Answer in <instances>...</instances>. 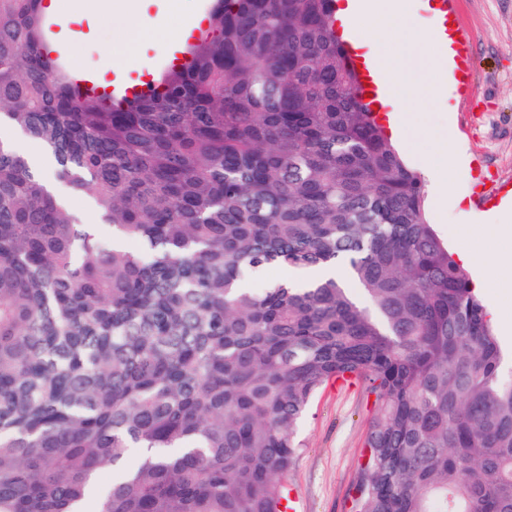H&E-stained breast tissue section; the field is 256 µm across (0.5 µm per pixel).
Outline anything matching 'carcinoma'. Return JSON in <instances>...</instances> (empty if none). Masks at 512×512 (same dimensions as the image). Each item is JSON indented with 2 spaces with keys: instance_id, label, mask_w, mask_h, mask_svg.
<instances>
[{
  "instance_id": "carcinoma-1",
  "label": "carcinoma",
  "mask_w": 512,
  "mask_h": 512,
  "mask_svg": "<svg viewBox=\"0 0 512 512\" xmlns=\"http://www.w3.org/2000/svg\"><path fill=\"white\" fill-rule=\"evenodd\" d=\"M0 0V512H284L319 390L373 397L348 512H512V351L363 101L334 0H213L192 64L83 97ZM334 278L253 287L269 267ZM121 464L100 494L98 472ZM3 130L13 148L22 156L27 158H48L49 152L40 143L31 140L23 132L7 126ZM55 169V163L48 159V164L44 173L47 174V176L56 185L60 195L65 198L82 223L86 224L95 222V215L91 208L89 196L86 193H75L65 183L57 180L55 176Z\"/></svg>"
}]
</instances>
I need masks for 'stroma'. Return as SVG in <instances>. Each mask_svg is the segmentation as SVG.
<instances>
[{
    "label": "stroma",
    "instance_id": "1",
    "mask_svg": "<svg viewBox=\"0 0 512 512\" xmlns=\"http://www.w3.org/2000/svg\"><path fill=\"white\" fill-rule=\"evenodd\" d=\"M448 15L465 44L463 70L446 82L441 96L412 103L395 97L390 108L412 116L413 149L404 155L409 167L419 168L432 154L440 132L455 134L465 150L466 166L450 171L448 179L452 193L469 194L471 211L428 210L449 251L463 245L488 255L512 252L510 237L490 241L468 232L484 215L492 223L512 225V208H499L504 192L512 189V0H448ZM122 26L119 19L109 27L83 21L72 54L84 66L112 70L124 48ZM488 181L496 191L484 190ZM370 416L361 388L331 384L317 394L288 474L295 512H345Z\"/></svg>",
    "mask_w": 512,
    "mask_h": 512
}]
</instances>
